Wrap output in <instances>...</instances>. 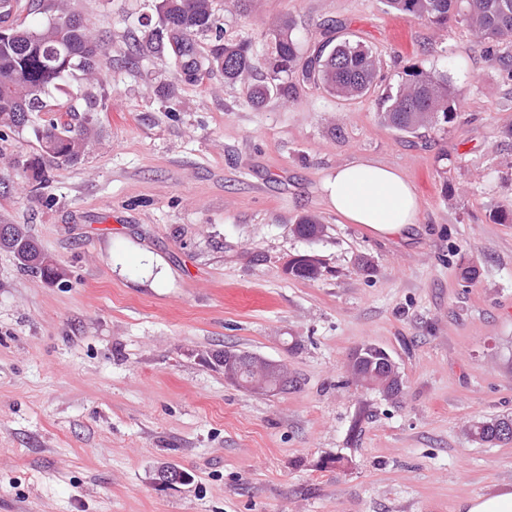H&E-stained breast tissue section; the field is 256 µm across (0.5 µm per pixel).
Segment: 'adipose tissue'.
<instances>
[{"label": "adipose tissue", "mask_w": 512, "mask_h": 512, "mask_svg": "<svg viewBox=\"0 0 512 512\" xmlns=\"http://www.w3.org/2000/svg\"><path fill=\"white\" fill-rule=\"evenodd\" d=\"M324 201L343 222L360 224L379 236L402 235L415 224L418 197L391 167L358 158L328 174L322 182Z\"/></svg>", "instance_id": "1"}]
</instances>
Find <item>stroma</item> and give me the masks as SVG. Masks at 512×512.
Wrapping results in <instances>:
<instances>
[{"label":"stroma","instance_id":"stroma-1","mask_svg":"<svg viewBox=\"0 0 512 512\" xmlns=\"http://www.w3.org/2000/svg\"><path fill=\"white\" fill-rule=\"evenodd\" d=\"M215 8L226 37L259 48L281 17L307 51L336 20L378 55V85L341 101L301 83L256 109L245 85L183 84L136 50L148 0H71L110 48L101 137L80 163L47 161L37 194L11 168L33 134L0 140V224L28 225L64 273L47 282L0 250V512H457L512 488V441L466 433L512 417V223L492 218L512 210V43L382 0ZM410 67L462 90L452 122L381 121ZM359 157L412 185L406 237L324 203L323 178ZM304 215L320 238L293 234ZM302 254L320 278L285 273ZM365 344L396 362L398 399L351 380ZM227 347L287 363L296 387L232 385L214 359ZM167 465L190 483L159 485ZM505 418L509 417L491 418L488 420L476 421L470 425L468 434L475 442L479 443H494V439L498 442L512 440V435L504 437H498L495 435L498 421Z\"/></svg>","mask_w":512,"mask_h":512}]
</instances>
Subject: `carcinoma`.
<instances>
[{
    "label": "carcinoma",
    "instance_id": "obj_1",
    "mask_svg": "<svg viewBox=\"0 0 512 512\" xmlns=\"http://www.w3.org/2000/svg\"><path fill=\"white\" fill-rule=\"evenodd\" d=\"M387 12L446 25L461 20L484 43L512 40V0H383ZM55 5L45 0H28L27 7L4 9L0 16L8 20L6 35L0 37V138L31 130L39 145L38 154L14 161L15 175L33 190L46 182L43 160L81 162L91 141L98 135L95 112L99 102L89 87L107 58L106 47L94 38L85 24L74 23L75 15L53 13ZM156 19L146 18L145 49L167 58L178 78L199 86L215 73L224 81L236 83L255 78L249 89V102L260 109L274 94L288 87L279 83L284 77L296 82L313 83L331 95L352 99L367 94L377 72L376 59L367 46L349 39L331 37L333 23L323 24L326 40L306 55L294 34L291 18L277 22L272 30L271 51L256 53L250 43L224 37L213 8V0H155ZM49 14L47 20L33 23V14ZM73 77L81 84L62 101L55 92L61 83ZM462 90L448 74L412 67L396 92L383 101L381 119L390 127L414 133L443 117L451 120ZM294 232L306 239L324 232V225L310 215L301 217ZM0 250L13 255L19 268L51 282L60 278L56 262L19 224H0ZM288 274L305 280L321 275V266L303 264L293 258L286 266ZM382 357L379 347L368 344L355 350L350 360L355 381L377 390L386 397L394 394L397 380L376 370ZM498 419L476 421L468 429L479 443L512 440V435H495Z\"/></svg>",
    "mask_w": 512,
    "mask_h": 512
}]
</instances>
